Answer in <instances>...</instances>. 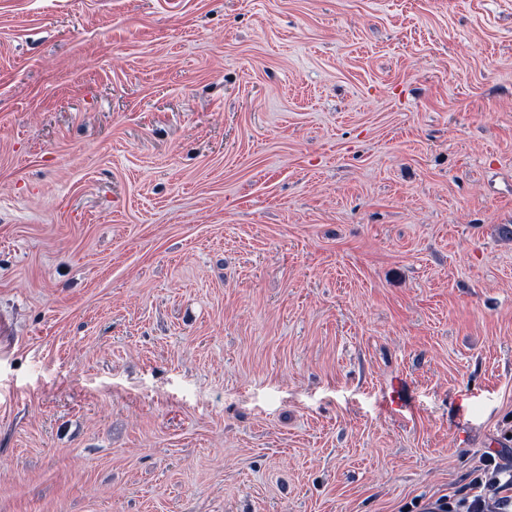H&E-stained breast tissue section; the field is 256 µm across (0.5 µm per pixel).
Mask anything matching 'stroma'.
<instances>
[{
    "mask_svg": "<svg viewBox=\"0 0 512 512\" xmlns=\"http://www.w3.org/2000/svg\"><path fill=\"white\" fill-rule=\"evenodd\" d=\"M0 316V512H463L512 0H0Z\"/></svg>",
    "mask_w": 512,
    "mask_h": 512,
    "instance_id": "stroma-1",
    "label": "stroma"
}]
</instances>
